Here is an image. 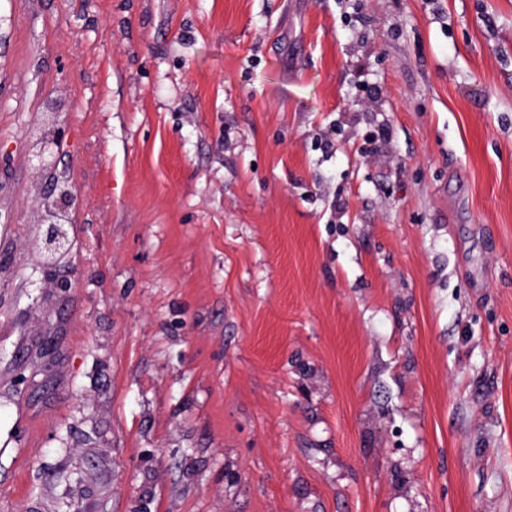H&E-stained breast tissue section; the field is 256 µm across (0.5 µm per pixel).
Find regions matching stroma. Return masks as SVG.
<instances>
[{
    "label": "stroma",
    "instance_id": "stroma-1",
    "mask_svg": "<svg viewBox=\"0 0 512 512\" xmlns=\"http://www.w3.org/2000/svg\"><path fill=\"white\" fill-rule=\"evenodd\" d=\"M0 512H512V0H0ZM65 139V130L58 127L52 139L45 142L31 159L34 169L46 175L41 189L44 215L41 226V264L46 268L56 266L58 256L69 251L68 215L77 205V197L68 181L51 178L52 170H57L58 158Z\"/></svg>",
    "mask_w": 512,
    "mask_h": 512
}]
</instances>
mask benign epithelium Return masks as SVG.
Wrapping results in <instances>:
<instances>
[{
    "mask_svg": "<svg viewBox=\"0 0 512 512\" xmlns=\"http://www.w3.org/2000/svg\"><path fill=\"white\" fill-rule=\"evenodd\" d=\"M65 139V130L58 127L52 139L45 142L31 159L32 166L46 175L41 189L44 215L41 221V264L47 268L56 266L57 257L70 249L68 215L77 205V197L69 182L51 177L57 169L58 158Z\"/></svg>",
    "mask_w": 512,
    "mask_h": 512,
    "instance_id": "benign-epithelium-1",
    "label": "benign epithelium"
}]
</instances>
